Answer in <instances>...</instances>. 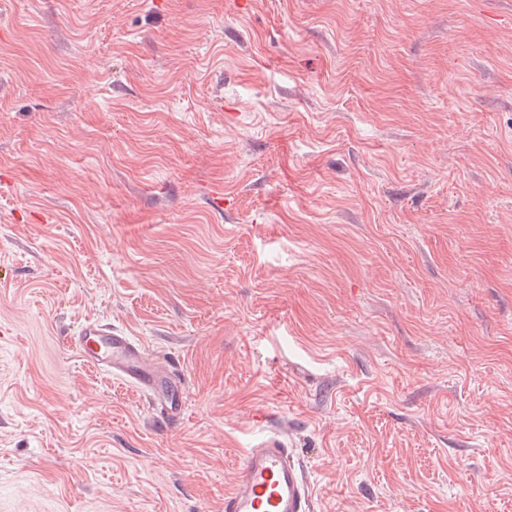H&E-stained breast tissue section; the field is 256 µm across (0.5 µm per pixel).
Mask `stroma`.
Masks as SVG:
<instances>
[{"label":"stroma","mask_w":512,"mask_h":512,"mask_svg":"<svg viewBox=\"0 0 512 512\" xmlns=\"http://www.w3.org/2000/svg\"><path fill=\"white\" fill-rule=\"evenodd\" d=\"M262 427L315 512H512V0H0V512H220ZM69 345L86 365L106 371L145 394L156 417L179 422L185 407V391L173 373L150 359L142 346L112 324L86 320L76 327Z\"/></svg>","instance_id":"obj_1"}]
</instances>
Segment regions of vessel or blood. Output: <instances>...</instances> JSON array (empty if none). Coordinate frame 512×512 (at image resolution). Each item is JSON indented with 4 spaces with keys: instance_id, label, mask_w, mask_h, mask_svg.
Listing matches in <instances>:
<instances>
[{
    "instance_id": "b4317fda",
    "label": "vessel or blood",
    "mask_w": 512,
    "mask_h": 512,
    "mask_svg": "<svg viewBox=\"0 0 512 512\" xmlns=\"http://www.w3.org/2000/svg\"><path fill=\"white\" fill-rule=\"evenodd\" d=\"M69 345L86 365L106 371L145 394L157 418L181 420L185 391L173 373L150 359L142 346L111 323L79 324ZM311 486L282 433L267 431L246 449L222 512H311Z\"/></svg>"
}]
</instances>
